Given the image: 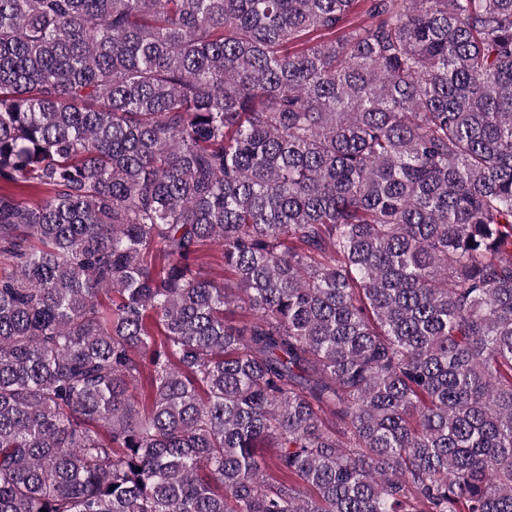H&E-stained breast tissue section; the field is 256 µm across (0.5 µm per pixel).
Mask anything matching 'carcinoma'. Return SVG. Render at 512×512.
Segmentation results:
<instances>
[{"mask_svg": "<svg viewBox=\"0 0 512 512\" xmlns=\"http://www.w3.org/2000/svg\"><path fill=\"white\" fill-rule=\"evenodd\" d=\"M0 256V512H512V0H0ZM204 259L200 265V273L209 279L224 282V259L222 258V248L217 244H207L202 247Z\"/></svg>", "mask_w": 512, "mask_h": 512, "instance_id": "obj_1", "label": "carcinoma"}]
</instances>
